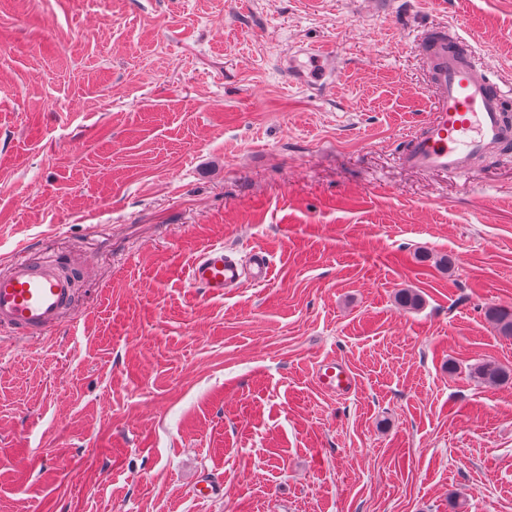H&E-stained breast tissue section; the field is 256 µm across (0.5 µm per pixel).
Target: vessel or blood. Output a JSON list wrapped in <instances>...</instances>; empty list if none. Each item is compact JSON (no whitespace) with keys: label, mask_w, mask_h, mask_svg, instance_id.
<instances>
[{"label":"vessel or blood","mask_w":512,"mask_h":512,"mask_svg":"<svg viewBox=\"0 0 512 512\" xmlns=\"http://www.w3.org/2000/svg\"><path fill=\"white\" fill-rule=\"evenodd\" d=\"M418 47L426 59L427 84L434 105L428 118L406 137L403 160L411 168L451 177L466 174L475 159L512 141V123L503 112L507 93L483 62L472 39L436 27L425 31ZM307 62H293L290 74L303 81L306 66L334 71V55L321 50L307 53ZM60 258L36 262L14 261L0 274V332L20 338H39L59 324L68 309L73 289L62 271ZM271 260L252 251L248 263L228 256L215 246L201 253L191 267L190 280L212 298L244 281H268ZM319 386L333 395L348 393L354 378L336 362L319 365Z\"/></svg>","instance_id":"1"}]
</instances>
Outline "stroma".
<instances>
[{"instance_id":"stroma-1","label":"stroma","mask_w":512,"mask_h":512,"mask_svg":"<svg viewBox=\"0 0 512 512\" xmlns=\"http://www.w3.org/2000/svg\"><path fill=\"white\" fill-rule=\"evenodd\" d=\"M377 2L0 0V271L77 277L62 327L0 334V512H512V381L472 374L512 369V148L402 160L419 33L512 89V0ZM296 45L329 85L288 81ZM209 246L269 282L208 297ZM296 54V55H295ZM305 54L308 57V63L313 67H320L322 72L321 75H326L327 73H333L335 67L337 66L336 57L334 55L329 54L328 52H324L323 50H309V49H301L297 47L287 59L290 60L292 57L293 63L291 65V70H289V65L285 69L287 70L288 75H291L295 81L303 82L305 78L304 69L308 67L306 62H299L297 60L298 55ZM315 376L319 386L332 395L348 393L354 386V377L349 369L335 361L319 365ZM474 373L477 378L489 383H500L511 379V371L493 360L478 365Z\"/></svg>"}]
</instances>
